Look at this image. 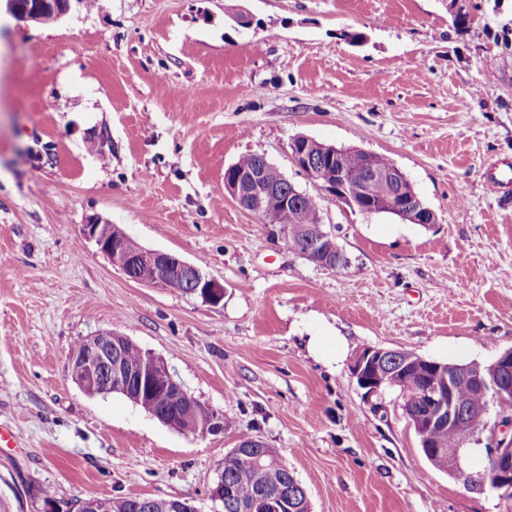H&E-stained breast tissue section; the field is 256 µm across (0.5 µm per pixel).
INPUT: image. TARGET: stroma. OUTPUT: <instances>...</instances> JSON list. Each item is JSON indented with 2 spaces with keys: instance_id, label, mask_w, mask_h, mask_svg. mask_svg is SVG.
<instances>
[{
  "instance_id": "obj_1",
  "label": "stroma",
  "mask_w": 512,
  "mask_h": 512,
  "mask_svg": "<svg viewBox=\"0 0 512 512\" xmlns=\"http://www.w3.org/2000/svg\"><path fill=\"white\" fill-rule=\"evenodd\" d=\"M71 0L50 23L0 11V500L45 512L89 496L208 497L241 436L274 448L311 512H512L423 457L396 391L366 398L357 352L492 362L512 348V0ZM253 18L234 23L231 8ZM359 32L363 41L352 40ZM299 135L389 157L436 212L429 228L324 199L349 259L288 251L224 190L226 168L296 167ZM201 264L216 306L129 279L90 218ZM121 333L229 422L203 436L72 381L76 341ZM318 332L344 340L328 365ZM511 164V168L508 165ZM512 182V163L503 160L490 168L487 173L486 186L491 192L498 193Z\"/></svg>"
}]
</instances>
